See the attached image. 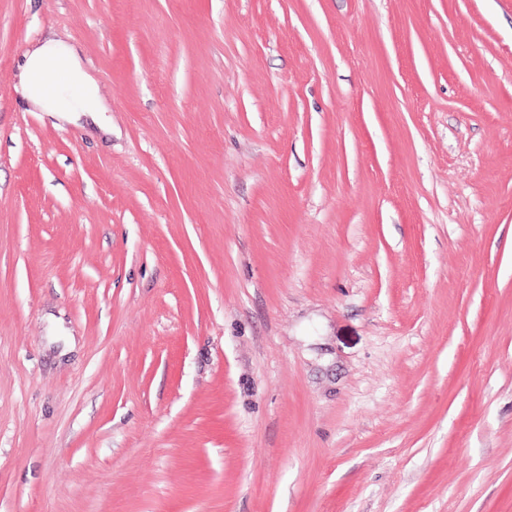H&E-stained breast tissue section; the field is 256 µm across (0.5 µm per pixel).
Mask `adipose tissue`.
I'll return each mask as SVG.
<instances>
[{
    "mask_svg": "<svg viewBox=\"0 0 512 512\" xmlns=\"http://www.w3.org/2000/svg\"><path fill=\"white\" fill-rule=\"evenodd\" d=\"M16 88L34 110L60 117L97 115L105 105L97 83L80 62L74 45L47 36L28 49L18 64Z\"/></svg>",
    "mask_w": 512,
    "mask_h": 512,
    "instance_id": "obj_1",
    "label": "adipose tissue"
}]
</instances>
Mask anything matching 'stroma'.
<instances>
[{
    "label": "stroma",
    "instance_id": "stroma-1",
    "mask_svg": "<svg viewBox=\"0 0 512 512\" xmlns=\"http://www.w3.org/2000/svg\"><path fill=\"white\" fill-rule=\"evenodd\" d=\"M0 512H512V0H0ZM17 78L16 89L36 111L60 117L106 112L96 80L83 69L76 47L54 35L24 53Z\"/></svg>",
    "mask_w": 512,
    "mask_h": 512
}]
</instances>
